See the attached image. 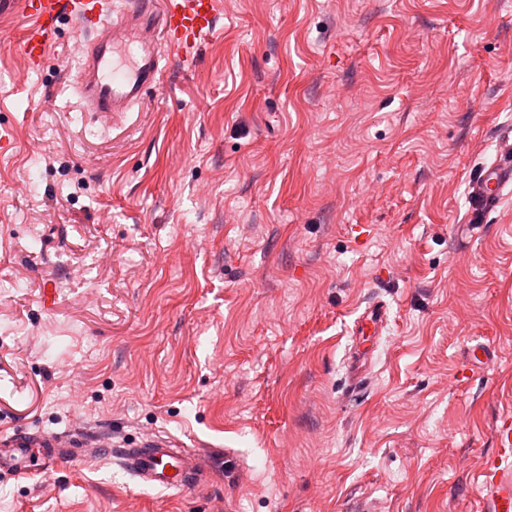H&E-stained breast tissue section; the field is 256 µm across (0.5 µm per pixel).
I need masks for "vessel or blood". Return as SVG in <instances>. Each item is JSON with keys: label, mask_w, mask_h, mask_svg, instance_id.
I'll return each instance as SVG.
<instances>
[{"label": "vessel or blood", "mask_w": 512, "mask_h": 512, "mask_svg": "<svg viewBox=\"0 0 512 512\" xmlns=\"http://www.w3.org/2000/svg\"><path fill=\"white\" fill-rule=\"evenodd\" d=\"M221 0H126L115 8L112 0H0V13L19 12L29 26L18 47L27 65L37 69L48 59V46L57 35L60 19L76 28L77 81L75 94L91 112L121 117L141 104L160 83L165 55L181 58L196 54L203 40L215 30ZM512 189V155L503 154L483 170L471 185L480 210L495 209ZM388 321V306L368 302L354 324L362 341L380 336ZM370 350L356 351L347 367L351 391L364 388ZM10 450L0 454V469L19 466L32 452L60 462L92 455L116 458L137 483L164 490L198 485L206 475V457L183 450L179 440L156 436L126 443L108 431L81 435L30 433L21 430L6 436ZM495 452L483 464L479 512H512V414L502 415L494 429Z\"/></svg>", "instance_id": "obj_1"}]
</instances>
